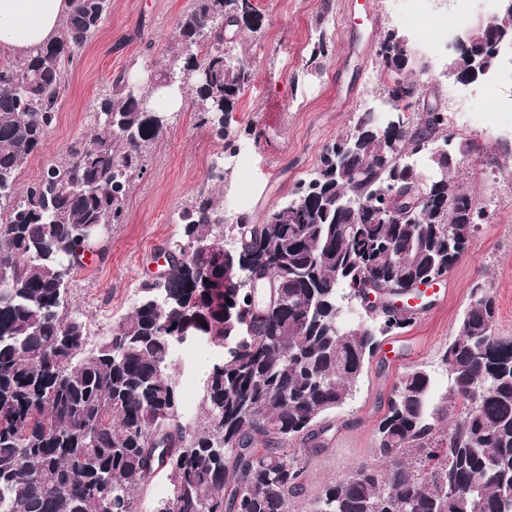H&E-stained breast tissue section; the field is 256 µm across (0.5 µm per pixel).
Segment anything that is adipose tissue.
I'll use <instances>...</instances> for the list:
<instances>
[{"mask_svg": "<svg viewBox=\"0 0 512 512\" xmlns=\"http://www.w3.org/2000/svg\"><path fill=\"white\" fill-rule=\"evenodd\" d=\"M70 0H0V48L22 53L52 40Z\"/></svg>", "mask_w": 512, "mask_h": 512, "instance_id": "adipose-tissue-1", "label": "adipose tissue"}]
</instances>
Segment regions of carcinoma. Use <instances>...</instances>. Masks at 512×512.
Returning a JSON list of instances; mask_svg holds the SVG:
<instances>
[{"mask_svg": "<svg viewBox=\"0 0 512 512\" xmlns=\"http://www.w3.org/2000/svg\"><path fill=\"white\" fill-rule=\"evenodd\" d=\"M110 0H71L56 38L0 65V512H138L142 487L159 469L181 495L174 512H292L304 490L303 456L327 445L334 417L366 363L415 319L407 309L362 306L359 278L407 300L430 277L446 278L468 251L483 215L448 181V159L407 155L420 137L441 143L445 112H421L409 51L389 33L375 61L386 75L385 111L398 128L362 112L348 131L346 169L322 151L291 197L293 214L267 213L245 254L277 286L275 303L254 306L224 276V243L250 216L224 222V156L213 190L178 212L181 241L165 278L146 284L132 311L86 349L89 325L67 305L72 274L92 242L77 230L124 220L146 147L170 117L144 109L152 89L116 76L94 112L90 137L18 192V175L57 120L66 67L100 27ZM261 27L255 0H192L178 20L176 49L156 81L184 86L199 124L224 139L255 69L235 34ZM322 37L308 63L322 70ZM395 183L423 200L415 224H376L344 206ZM232 303H227V300ZM371 319L370 333L344 325L345 304ZM497 305L483 282L442 354L447 385L433 401L429 372L397 378L376 428L375 458L326 485L308 503L330 512H512V338L493 334ZM206 326H201V323ZM213 342L242 338L212 359L202 407L186 419L172 370L182 331Z\"/></svg>", "mask_w": 512, "mask_h": 512, "instance_id": "carcinoma-1", "label": "carcinoma"}]
</instances>
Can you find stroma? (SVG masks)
Wrapping results in <instances>:
<instances>
[{
    "label": "stroma",
    "instance_id": "35a3bbf8",
    "mask_svg": "<svg viewBox=\"0 0 512 512\" xmlns=\"http://www.w3.org/2000/svg\"><path fill=\"white\" fill-rule=\"evenodd\" d=\"M191 0H111L96 33L66 68L57 121L40 151L25 163L21 184L37 181L50 159L65 158L70 146L86 140L96 103L119 72L148 84L168 60L176 24ZM263 16L258 33H244L239 52L253 63L252 92L241 96L227 129L236 146L200 126L192 107H184L152 146L147 171L132 185L124 202L125 220L112 225L92 249L93 268H78L68 301L85 317L92 337L108 331L131 311L140 289L160 272L154 246L179 240L174 218L200 190L208 189L211 161L224 157V191L248 193L253 221L281 204L292 185L307 177L322 148L346 131L359 115L365 95L382 96L384 84L375 64V48L386 33L414 39L402 24L405 0H256ZM333 44L321 72L311 71L310 48L318 37ZM421 70L413 79L426 88L429 101L448 113L457 151L452 182L487 212L467 253L449 272L447 299L431 307L397 336L401 361L378 353L365 368L351 399L337 411L336 433L321 452L306 456L304 501L326 484L372 458L379 406L398 375L408 367L430 371L437 391L446 377L444 347L457 334L475 281L492 288L497 301L494 332L512 336V111L500 101L512 97L505 77L512 61L503 60L491 79L502 82V97H485L491 79L469 84L433 81L446 61L444 52L415 50Z\"/></svg>",
    "mask_w": 512,
    "mask_h": 512
}]
</instances>
